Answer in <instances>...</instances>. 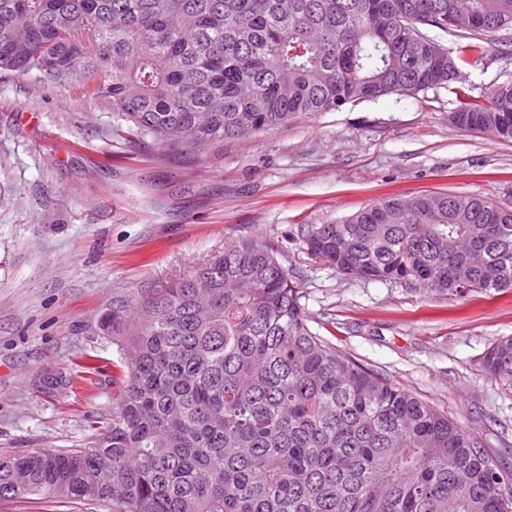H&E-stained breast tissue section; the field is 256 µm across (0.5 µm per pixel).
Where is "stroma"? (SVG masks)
<instances>
[{
	"mask_svg": "<svg viewBox=\"0 0 512 512\" xmlns=\"http://www.w3.org/2000/svg\"><path fill=\"white\" fill-rule=\"evenodd\" d=\"M484 46L464 68L475 96L512 82V34ZM456 105L446 89L391 95L186 156L65 84L0 75V452L82 446L125 384V331L145 300L261 239L298 278L312 332L459 423L512 488V387L482 367L512 336V292L348 275L301 234L391 194L512 205V141L458 129Z\"/></svg>",
	"mask_w": 512,
	"mask_h": 512,
	"instance_id": "35a3bbf8",
	"label": "stroma"
}]
</instances>
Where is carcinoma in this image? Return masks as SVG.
Instances as JSON below:
<instances>
[{
	"label": "carcinoma",
	"mask_w": 512,
	"mask_h": 512,
	"mask_svg": "<svg viewBox=\"0 0 512 512\" xmlns=\"http://www.w3.org/2000/svg\"><path fill=\"white\" fill-rule=\"evenodd\" d=\"M512 31V0H0V73L63 80L169 152L302 114L448 88L428 30ZM455 126L512 140V84ZM311 255L443 295L512 291V206L388 195L303 230ZM301 288L250 239L157 290L128 379L87 445L0 453V500L106 512H512L496 460L459 424L316 336ZM512 384V337L483 362ZM110 458L103 470L99 458Z\"/></svg>",
	"instance_id": "obj_1"
}]
</instances>
